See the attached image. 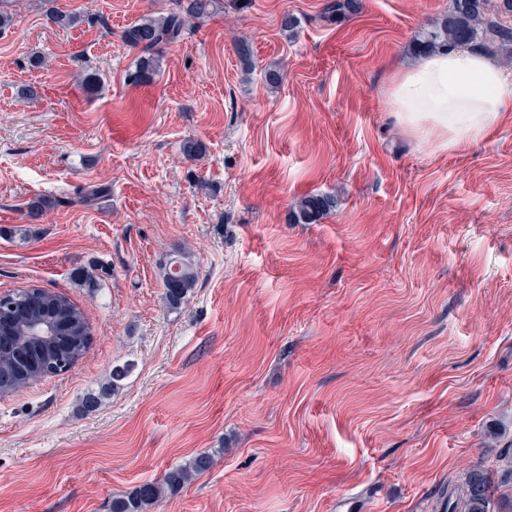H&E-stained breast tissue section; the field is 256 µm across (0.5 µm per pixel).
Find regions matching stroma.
<instances>
[{
	"instance_id": "35a3bbf8",
	"label": "stroma",
	"mask_w": 512,
	"mask_h": 512,
	"mask_svg": "<svg viewBox=\"0 0 512 512\" xmlns=\"http://www.w3.org/2000/svg\"><path fill=\"white\" fill-rule=\"evenodd\" d=\"M327 2L224 0L146 85L122 32L174 0L0 5V292L64 294L90 331L69 371L0 397V512H111L201 454L147 512H435L512 453V57L492 56V130L438 151L388 95L449 0ZM309 194L335 210L294 223ZM180 256L197 280L174 309ZM174 265H177V270H174ZM162 270L165 299L171 307H178L193 288L197 278L196 272L190 262L180 258L167 260ZM212 466V459L201 454L190 462L168 470L162 483L143 485L112 502V512H144L150 503L166 490L177 491L189 484L196 475H201Z\"/></svg>"
}]
</instances>
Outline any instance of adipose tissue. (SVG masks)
<instances>
[{"instance_id": "obj_1", "label": "adipose tissue", "mask_w": 512, "mask_h": 512, "mask_svg": "<svg viewBox=\"0 0 512 512\" xmlns=\"http://www.w3.org/2000/svg\"><path fill=\"white\" fill-rule=\"evenodd\" d=\"M397 124L440 150L484 138L505 107L504 75L491 59L443 50L395 77L389 96Z\"/></svg>"}]
</instances>
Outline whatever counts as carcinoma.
I'll return each instance as SVG.
<instances>
[{
  "mask_svg": "<svg viewBox=\"0 0 512 512\" xmlns=\"http://www.w3.org/2000/svg\"><path fill=\"white\" fill-rule=\"evenodd\" d=\"M224 8V0H176L175 9L166 17H146L131 24L123 31V40L131 47L144 53L133 79L147 84L157 72V60L153 51L162 44L173 43L180 38L190 23L207 17ZM493 0H451V6L439 21L423 30L414 41V51L419 54L450 48H480L492 50L496 44L512 45V26L495 20ZM336 207V201L329 195H307L293 208V219L297 224H315ZM165 299L172 307L184 302L187 293L196 282V272L191 263L183 259H169L163 267ZM70 302L63 296L55 307L47 306L34 310L30 316H39L56 322L61 335L67 339L64 348L43 345L26 335L25 320L17 319L14 311H0V322L9 325L8 343L26 352V362L12 357H0V383L20 384L32 377L50 361L71 363L78 359L84 348L76 345L83 339L82 324L69 310ZM504 458L498 456L485 466L469 471L464 483L448 495L452 512H499L494 502L495 485L493 474L501 468ZM212 466V459L201 454L190 462L168 470L162 483L143 485L112 502V512H146V508L165 491L174 492L196 475H201Z\"/></svg>",
  "mask_w": 512,
  "mask_h": 512,
  "instance_id": "obj_1",
  "label": "carcinoma"
}]
</instances>
